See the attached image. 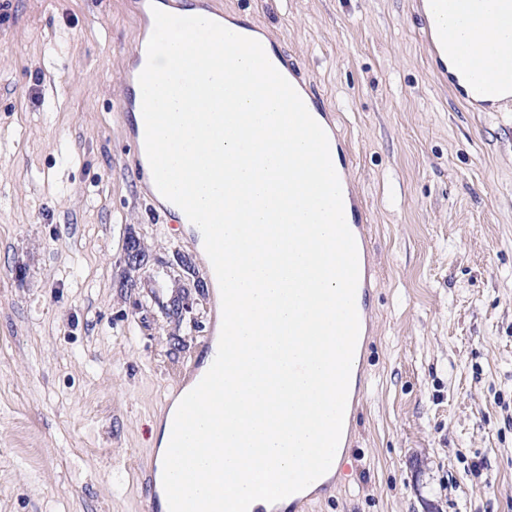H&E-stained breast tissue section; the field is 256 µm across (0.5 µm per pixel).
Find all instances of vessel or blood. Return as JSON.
Returning a JSON list of instances; mask_svg holds the SVG:
<instances>
[{"label": "vessel or blood", "mask_w": 512, "mask_h": 512, "mask_svg": "<svg viewBox=\"0 0 512 512\" xmlns=\"http://www.w3.org/2000/svg\"><path fill=\"white\" fill-rule=\"evenodd\" d=\"M418 16L424 24V44L427 56L434 70L446 81L455 95L469 108L478 112H494L512 101V54L501 50L498 44L489 43L484 55L491 62L489 71L479 78H471L463 64L448 61V30L444 19L464 17L476 26H492L512 36V0H415ZM147 62V40L139 38L129 51V60L120 72L119 82L126 92L119 103L124 112L135 113L136 118L128 129L129 138L136 153L134 177L152 182L153 175L144 147V120L141 118L142 94L138 76ZM303 101L309 112L321 118L326 131L334 168L338 176L348 174L351 164L350 152L333 126L332 116L327 112L321 97L306 92ZM346 223L353 233L358 250L359 283L356 291V309L360 322L361 337H368L371 331L372 296L368 265V213L362 199L356 192H349L343 199Z\"/></svg>", "instance_id": "1"}]
</instances>
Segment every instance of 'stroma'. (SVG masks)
<instances>
[{
  "mask_svg": "<svg viewBox=\"0 0 512 512\" xmlns=\"http://www.w3.org/2000/svg\"><path fill=\"white\" fill-rule=\"evenodd\" d=\"M336 116L374 331L338 492L306 512H512V104L431 69L413 0H214ZM129 0H0V512H147L152 426L211 347L197 239L134 179ZM150 263L124 283L127 230ZM191 256L192 318L158 306Z\"/></svg>",
  "mask_w": 512,
  "mask_h": 512,
  "instance_id": "stroma-1",
  "label": "stroma"
}]
</instances>
